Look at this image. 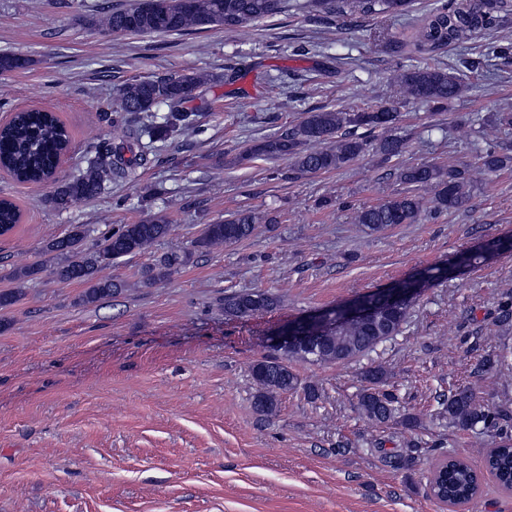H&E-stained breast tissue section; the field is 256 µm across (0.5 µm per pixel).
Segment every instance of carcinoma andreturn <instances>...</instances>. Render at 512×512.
<instances>
[{
  "instance_id": "cac0c4a2",
  "label": "carcinoma",
  "mask_w": 512,
  "mask_h": 512,
  "mask_svg": "<svg viewBox=\"0 0 512 512\" xmlns=\"http://www.w3.org/2000/svg\"><path fill=\"white\" fill-rule=\"evenodd\" d=\"M281 0H138L125 9L102 13V26L119 37L128 34L162 35L193 31L205 27H222L226 31L259 22L278 9ZM327 8L338 14L375 16L406 10L409 0H324ZM490 22V13L477 3L444 4L429 17L422 34L426 50L456 44ZM27 60L13 54H0V73L26 66ZM205 77L185 72L141 80L122 88L112 105L117 114H139L164 106L167 111L150 128L130 127L126 140L119 145H101L86 153L84 167L74 178L56 177L65 136L54 113L41 108L22 109L0 128V166L19 182L51 181L48 195L51 206L59 211L100 194L109 183L134 179L137 169L148 164L155 155L154 143L176 134L185 136L199 127L201 114L188 106L194 89ZM462 92L457 73L439 65L405 69L400 74L399 94L444 109ZM397 113L388 105L369 111L322 110L305 113L302 120L282 133L245 148L247 157L281 158L292 162L301 173H326L340 170L368 152L389 160L400 155L404 140L388 133ZM381 130L385 135L371 138ZM482 166L490 173L512 168V151L488 150L481 156ZM399 179L415 189L434 190V212L444 213L463 208L471 198L472 185L463 168H444L435 164H417L398 172ZM422 214L418 196L408 193L382 203L365 206L355 213V223L367 233H378L398 224H414ZM272 222L268 215L253 210L239 211L224 220L204 227L195 241L199 249L216 245L232 246L248 238L254 225ZM170 231L163 215H148L137 224H123L106 235L98 248L88 253L81 249L90 229L75 225L63 237L51 240L46 250L66 259L57 269L64 280L89 284L88 301L105 298L121 284L94 279L96 270L112 265L118 259L143 252ZM184 260L166 255L145 274V281L154 285L164 281ZM375 310V317L346 320L336 311L335 324L315 325L309 335V346L274 350L252 366V378L257 386L253 396L255 409L271 415L277 408L278 397L298 388V378L292 363L337 364L360 359L373 352L379 344L399 335L411 318L416 305L412 297L404 303L386 305L382 293L363 296ZM224 316L244 319L268 312L279 305L277 296L266 290L232 292L224 295ZM481 373L512 372V351L504 348L484 355L478 366ZM369 386L358 396L357 408L366 418L386 423L395 418L398 408L394 394L383 388L384 372L378 367L365 371ZM438 415L448 417V423L476 435L498 428L502 416L499 406L477 399L472 389L459 387L436 397ZM500 441L495 452L485 460V469L504 489L512 490V435L498 433ZM437 461L441 467L428 480L429 494L450 508L465 505L482 483L483 473L463 458L442 453Z\"/></svg>"
}]
</instances>
